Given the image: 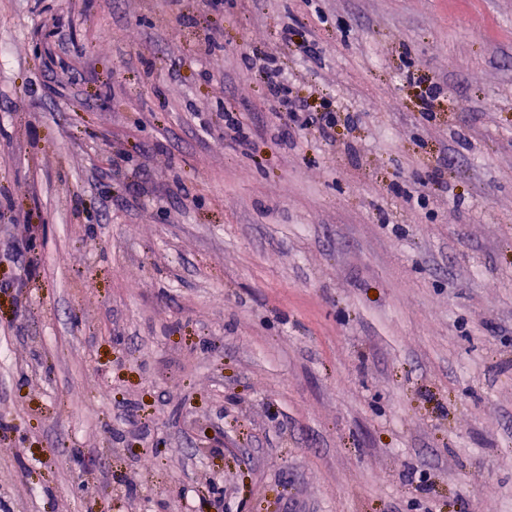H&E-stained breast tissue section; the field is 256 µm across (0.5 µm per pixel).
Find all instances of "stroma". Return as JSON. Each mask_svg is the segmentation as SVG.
<instances>
[{"instance_id":"1","label":"stroma","mask_w":512,"mask_h":512,"mask_svg":"<svg viewBox=\"0 0 512 512\" xmlns=\"http://www.w3.org/2000/svg\"><path fill=\"white\" fill-rule=\"evenodd\" d=\"M0 512H512V0H0ZM303 112H296L295 110H291L287 112L288 120L297 124L302 129H308L312 126L318 125L319 130L324 132L325 128H332L336 126L337 118L336 112H322L320 115H300Z\"/></svg>"}]
</instances>
